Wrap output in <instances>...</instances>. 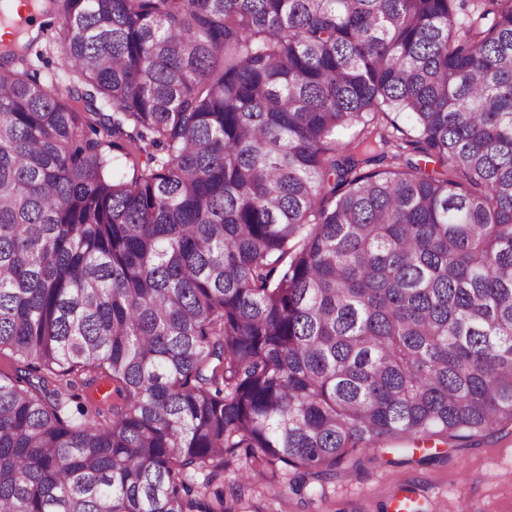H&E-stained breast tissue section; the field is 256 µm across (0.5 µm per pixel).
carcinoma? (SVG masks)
Instances as JSON below:
<instances>
[{
	"mask_svg": "<svg viewBox=\"0 0 512 512\" xmlns=\"http://www.w3.org/2000/svg\"><path fill=\"white\" fill-rule=\"evenodd\" d=\"M48 5L67 96L0 48V512H239L512 422V0ZM130 156L114 153L112 162V175L116 178L130 182L140 174L144 163V156H139L135 151L129 150Z\"/></svg>",
	"mask_w": 512,
	"mask_h": 512,
	"instance_id": "1",
	"label": "carcinoma"
}]
</instances>
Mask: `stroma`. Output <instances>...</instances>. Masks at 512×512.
<instances>
[{
	"mask_svg": "<svg viewBox=\"0 0 512 512\" xmlns=\"http://www.w3.org/2000/svg\"><path fill=\"white\" fill-rule=\"evenodd\" d=\"M34 50L40 81L65 96L69 78L61 69L60 43L46 36ZM374 454L299 496L283 489L282 473L267 475L246 489L242 512H394L398 498L414 500L418 512H455L461 496L471 512H512L510 423L467 442L438 445L433 460L424 463L406 461L394 439L384 441Z\"/></svg>",
	"mask_w": 512,
	"mask_h": 512,
	"instance_id": "35a3bbf8",
	"label": "stroma"
}]
</instances>
